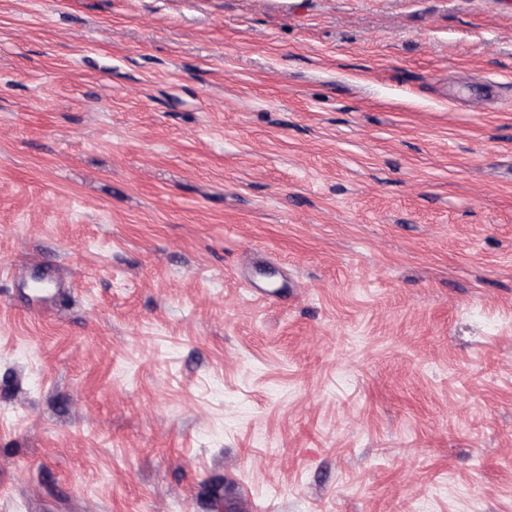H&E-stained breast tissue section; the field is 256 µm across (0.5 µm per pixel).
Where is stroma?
I'll use <instances>...</instances> for the list:
<instances>
[{
  "instance_id": "stroma-1",
  "label": "stroma",
  "mask_w": 512,
  "mask_h": 512,
  "mask_svg": "<svg viewBox=\"0 0 512 512\" xmlns=\"http://www.w3.org/2000/svg\"><path fill=\"white\" fill-rule=\"evenodd\" d=\"M512 512V0H0V512Z\"/></svg>"
}]
</instances>
